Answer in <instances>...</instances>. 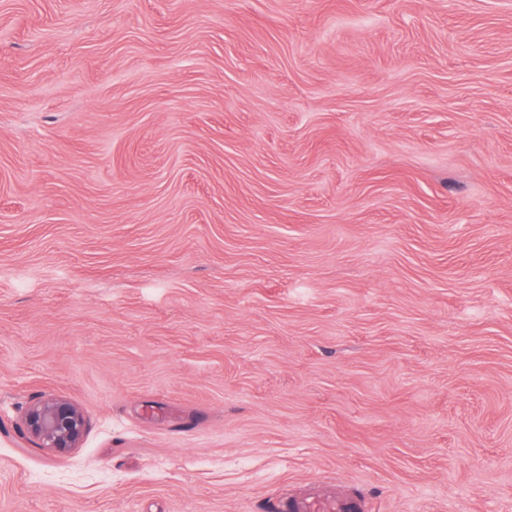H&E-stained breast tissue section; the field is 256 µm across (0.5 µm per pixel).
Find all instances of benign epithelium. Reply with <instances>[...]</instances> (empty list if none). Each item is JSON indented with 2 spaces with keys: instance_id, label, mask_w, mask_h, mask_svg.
Instances as JSON below:
<instances>
[{
  "instance_id": "7a95c632",
  "label": "benign epithelium",
  "mask_w": 512,
  "mask_h": 512,
  "mask_svg": "<svg viewBox=\"0 0 512 512\" xmlns=\"http://www.w3.org/2000/svg\"><path fill=\"white\" fill-rule=\"evenodd\" d=\"M24 423L38 447L61 455L79 447L86 432L83 413L64 397H48L29 406Z\"/></svg>"
}]
</instances>
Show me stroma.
<instances>
[{"instance_id":"stroma-1","label":"stroma","mask_w":512,"mask_h":512,"mask_svg":"<svg viewBox=\"0 0 512 512\" xmlns=\"http://www.w3.org/2000/svg\"><path fill=\"white\" fill-rule=\"evenodd\" d=\"M327 481L512 512V0H0V512ZM24 423L38 447L61 455L78 448L86 432L83 413L64 397H48L29 406Z\"/></svg>"}]
</instances>
